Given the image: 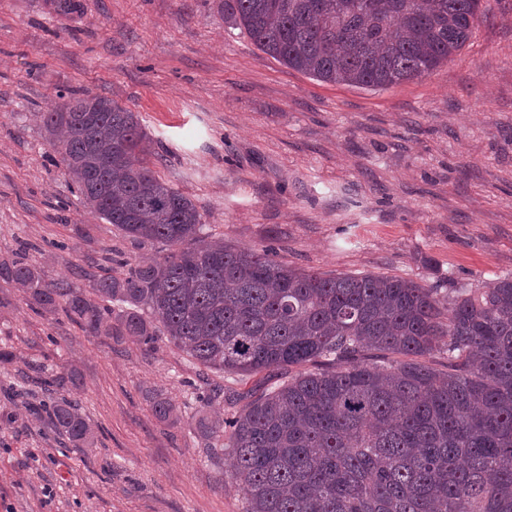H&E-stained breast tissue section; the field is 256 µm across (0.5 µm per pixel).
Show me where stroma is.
<instances>
[{"instance_id":"35a3bbf8","label":"stroma","mask_w":512,"mask_h":512,"mask_svg":"<svg viewBox=\"0 0 512 512\" xmlns=\"http://www.w3.org/2000/svg\"><path fill=\"white\" fill-rule=\"evenodd\" d=\"M80 3L0 0V260L85 289L167 253L91 212L44 140L59 95L86 90L138 113L156 176L195 201L204 239L442 298L512 274V0H481L451 60L383 88L288 68L213 0ZM0 350V512H244L199 421L238 415L265 375L219 376L163 336L87 335L1 281ZM48 375L89 423L83 447L32 410ZM218 385L240 403L199 402Z\"/></svg>"}]
</instances>
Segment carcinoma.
<instances>
[{"label": "carcinoma", "instance_id": "1", "mask_svg": "<svg viewBox=\"0 0 512 512\" xmlns=\"http://www.w3.org/2000/svg\"><path fill=\"white\" fill-rule=\"evenodd\" d=\"M224 22L323 82L389 87L417 78L468 40L480 0H214ZM45 140L85 203L135 241L171 247L84 292L0 261V280L86 332L162 334L210 371L288 375L207 435L230 433L245 512H512V276L437 289L397 276L324 274L222 240L195 246L193 200L150 168L139 116L72 90L44 113ZM446 354L448 370L426 358ZM310 365L312 369L303 370ZM78 445L72 402L40 406ZM224 447V448H226ZM213 449V454L224 453Z\"/></svg>", "mask_w": 512, "mask_h": 512}]
</instances>
